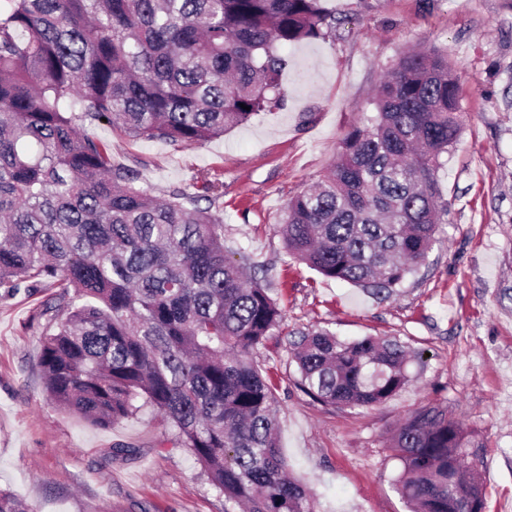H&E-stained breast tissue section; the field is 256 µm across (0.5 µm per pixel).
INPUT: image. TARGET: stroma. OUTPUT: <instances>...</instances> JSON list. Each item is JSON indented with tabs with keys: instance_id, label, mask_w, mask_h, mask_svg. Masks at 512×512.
<instances>
[{
	"instance_id": "35a3bbf8",
	"label": "stroma",
	"mask_w": 512,
	"mask_h": 512,
	"mask_svg": "<svg viewBox=\"0 0 512 512\" xmlns=\"http://www.w3.org/2000/svg\"><path fill=\"white\" fill-rule=\"evenodd\" d=\"M325 40L288 52L283 107L183 147L89 126L112 163L167 197L197 195L196 173L223 188L224 244L284 312L253 352L277 388L280 441L321 512H408L390 432L429 407L460 423L482 474L486 512H512V0H324ZM437 48L460 83V133L437 172L448 207L428 261L385 300L327 280L285 252L289 199L322 177L344 136L373 113L404 53ZM46 294L0 298V486L32 512H224L199 463L174 447L156 410L102 427L51 404L39 368ZM325 328L339 339L395 338L421 359L384 404L340 408L298 386L290 344ZM133 453L112 459L110 448Z\"/></svg>"
}]
</instances>
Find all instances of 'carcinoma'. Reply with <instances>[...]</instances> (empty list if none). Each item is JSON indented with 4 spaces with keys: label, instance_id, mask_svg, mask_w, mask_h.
<instances>
[{
    "label": "carcinoma",
    "instance_id": "carcinoma-1",
    "mask_svg": "<svg viewBox=\"0 0 512 512\" xmlns=\"http://www.w3.org/2000/svg\"><path fill=\"white\" fill-rule=\"evenodd\" d=\"M322 0H0V288L48 294L40 366L56 405L100 426L149 406L200 463L224 512H319L288 473L275 385L251 358L282 320L224 248L198 199H158L83 133L102 120L192 146L280 107L283 50L324 39ZM249 106L245 110L240 104ZM376 115L292 198L287 253L326 279L390 296L448 214L436 171L456 142L459 81L438 49L409 52ZM194 180L213 205L220 187ZM299 386L340 407L385 403L409 380L404 344L327 330L294 343ZM461 426L429 408L389 450L410 512H471L484 496ZM0 512H32L0 488Z\"/></svg>",
    "mask_w": 512,
    "mask_h": 512
}]
</instances>
